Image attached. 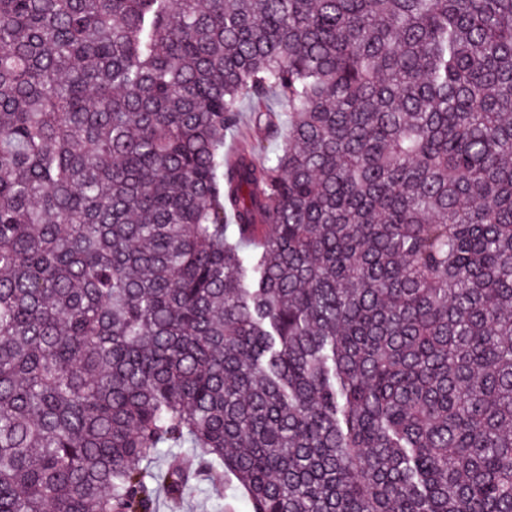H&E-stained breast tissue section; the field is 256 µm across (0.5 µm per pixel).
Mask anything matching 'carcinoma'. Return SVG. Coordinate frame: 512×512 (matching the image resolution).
<instances>
[{"label":"carcinoma","mask_w":512,"mask_h":512,"mask_svg":"<svg viewBox=\"0 0 512 512\" xmlns=\"http://www.w3.org/2000/svg\"><path fill=\"white\" fill-rule=\"evenodd\" d=\"M226 472L512 512V0H0V512Z\"/></svg>","instance_id":"1"}]
</instances>
